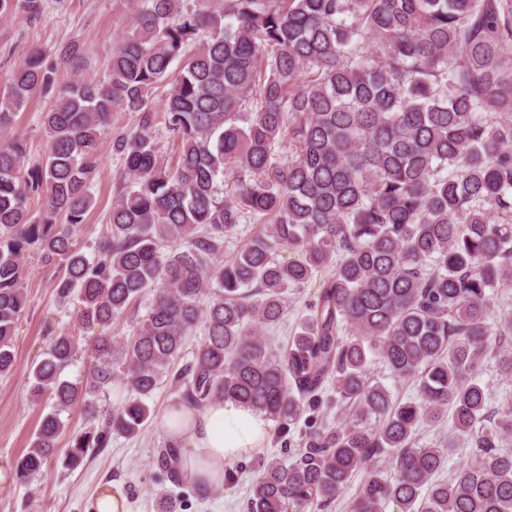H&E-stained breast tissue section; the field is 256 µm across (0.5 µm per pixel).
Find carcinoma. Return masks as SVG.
<instances>
[{
    "label": "carcinoma",
    "mask_w": 512,
    "mask_h": 512,
    "mask_svg": "<svg viewBox=\"0 0 512 512\" xmlns=\"http://www.w3.org/2000/svg\"><path fill=\"white\" fill-rule=\"evenodd\" d=\"M42 0H0V19L35 18ZM138 0L112 49L108 77L75 67L83 48L33 49L0 95V374L26 305L22 260L31 245L63 270L91 336H56L34 364L30 397L55 400L21 456L16 480L41 478L75 405L90 416L116 380L128 397L71 437L65 468L83 465L116 432L137 435L165 382L180 403L232 398L263 412L280 433L325 404L330 382L349 422L305 437L291 460L261 465L247 512H324L379 455L394 474L370 471L350 512H512V398L488 411L479 380L493 357L512 377V316L489 322L493 291L512 283V0ZM169 82L162 113L178 142L158 165L150 134L154 90ZM39 91L56 99L44 126L48 151L29 163L16 113ZM134 112L139 131L112 137L124 187L110 228L88 258L77 226L92 193L112 113ZM287 140L283 161L275 145ZM224 180V199L217 198ZM42 199L39 217L29 209ZM262 229L231 259L213 262L243 220ZM302 258L281 262L276 252ZM327 271L301 330L278 353L275 327L288 290ZM132 335L104 328L146 292ZM203 336L190 362L184 346ZM73 380L64 370L83 354ZM377 357L415 378L400 402L369 373ZM451 421L446 443L420 448L422 425ZM466 463L446 480L448 452ZM162 468L179 478V451Z\"/></svg>",
    "instance_id": "cac0c4a2"
}]
</instances>
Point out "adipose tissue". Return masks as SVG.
Instances as JSON below:
<instances>
[{
  "mask_svg": "<svg viewBox=\"0 0 512 512\" xmlns=\"http://www.w3.org/2000/svg\"><path fill=\"white\" fill-rule=\"evenodd\" d=\"M158 428L180 451L188 479L208 488L223 484L225 462L264 447L270 431L263 413L231 398L199 410L168 406Z\"/></svg>",
  "mask_w": 512,
  "mask_h": 512,
  "instance_id": "adipose-tissue-1",
  "label": "adipose tissue"
}]
</instances>
